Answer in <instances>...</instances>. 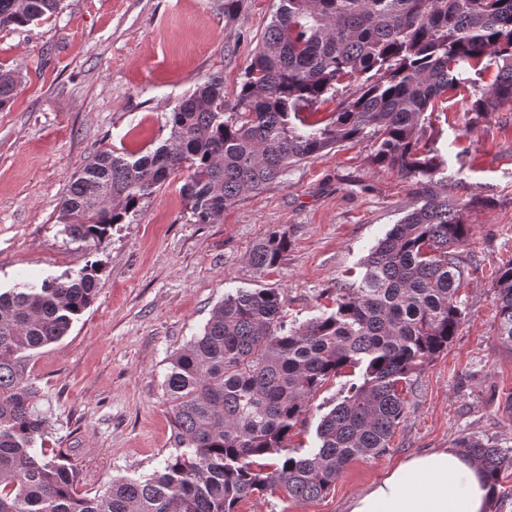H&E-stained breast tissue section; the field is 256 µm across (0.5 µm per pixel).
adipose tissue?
Returning <instances> with one entry per match:
<instances>
[{
    "instance_id": "obj_1",
    "label": "adipose tissue",
    "mask_w": 512,
    "mask_h": 512,
    "mask_svg": "<svg viewBox=\"0 0 512 512\" xmlns=\"http://www.w3.org/2000/svg\"><path fill=\"white\" fill-rule=\"evenodd\" d=\"M491 494L480 466L455 448L400 461L353 498L348 512H488Z\"/></svg>"
}]
</instances>
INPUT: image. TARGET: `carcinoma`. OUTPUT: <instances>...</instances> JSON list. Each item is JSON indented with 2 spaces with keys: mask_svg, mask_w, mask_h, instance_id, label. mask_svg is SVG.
I'll return each mask as SVG.
<instances>
[{
  "mask_svg": "<svg viewBox=\"0 0 512 512\" xmlns=\"http://www.w3.org/2000/svg\"><path fill=\"white\" fill-rule=\"evenodd\" d=\"M61 0H0V29L45 20ZM490 58L497 72L474 102L487 112L512 102V0H277L240 89L224 95L210 76L168 113V139L138 157L96 152L71 177L56 223L92 252L172 174L195 224H211L239 196L343 142L371 137L376 165L418 179L419 201L377 240L360 280L336 289L333 306L287 324L276 288L239 290L211 311L202 332L170 361L175 448L149 475L122 477L92 496L79 473L47 454L46 419L33 406V353L67 335L96 297L101 261L76 275L0 291V512H236L256 493L284 489L316 499L356 458L389 448L404 412L399 384L448 348L462 320L459 291L469 227L465 203L434 192L441 163L421 150L433 101ZM359 84L329 118L304 116ZM21 76L0 72V109ZM288 237L253 247L258 270L277 265ZM497 340L512 355V263L496 277ZM359 370L324 414L315 446L288 447L308 402L328 380ZM498 497L512 454L462 438ZM285 451L276 467L259 459Z\"/></svg>",
  "mask_w": 512,
  "mask_h": 512,
  "instance_id": "obj_1",
  "label": "carcinoma"
}]
</instances>
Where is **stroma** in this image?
Wrapping results in <instances>:
<instances>
[{
	"mask_svg": "<svg viewBox=\"0 0 512 512\" xmlns=\"http://www.w3.org/2000/svg\"><path fill=\"white\" fill-rule=\"evenodd\" d=\"M273 2L243 0L228 22L224 0H62L50 19L0 29V67L22 76L0 110L1 291L86 265L85 245L54 222L72 175L96 151L161 145L168 113L210 75H223L233 96ZM494 74L467 69L465 87L445 94L423 123L422 142L444 159L449 193L468 204L465 317L447 350L411 377L388 451L350 463L322 498L256 494L237 512H346L410 455L464 437L512 448V355L496 339L494 282L512 260V104L471 110ZM373 154L370 138L343 143L236 198L212 224L193 223L173 177L113 230L99 250L105 270L94 302L28 367L48 423L45 447L78 466L80 492L162 466L174 448L170 359L224 297L279 289L287 322L301 323L358 278L369 249L418 201L416 179L378 168ZM273 231L287 234L288 251L276 267L255 269L247 256ZM348 382L336 377L311 397L289 447L313 446Z\"/></svg>",
	"mask_w": 512,
	"mask_h": 512,
	"instance_id": "1",
	"label": "stroma"
}]
</instances>
